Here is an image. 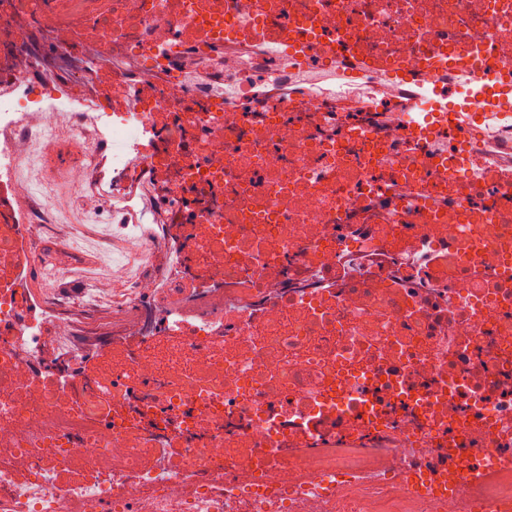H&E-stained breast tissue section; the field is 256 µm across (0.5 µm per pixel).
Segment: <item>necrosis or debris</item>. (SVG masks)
Returning <instances> with one entry per match:
<instances>
[{
	"label": "necrosis or debris",
	"mask_w": 512,
	"mask_h": 512,
	"mask_svg": "<svg viewBox=\"0 0 512 512\" xmlns=\"http://www.w3.org/2000/svg\"><path fill=\"white\" fill-rule=\"evenodd\" d=\"M35 148L111 199L107 274L30 203ZM505 502L512 0H0V512Z\"/></svg>",
	"instance_id": "obj_1"
}]
</instances>
